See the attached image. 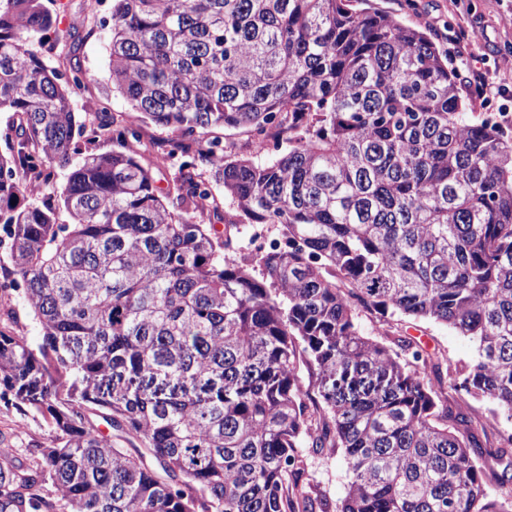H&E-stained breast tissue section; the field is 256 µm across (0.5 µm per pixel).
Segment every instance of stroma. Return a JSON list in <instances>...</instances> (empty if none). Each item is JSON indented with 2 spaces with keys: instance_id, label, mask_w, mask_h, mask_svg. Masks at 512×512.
Instances as JSON below:
<instances>
[{
  "instance_id": "obj_1",
  "label": "stroma",
  "mask_w": 512,
  "mask_h": 512,
  "mask_svg": "<svg viewBox=\"0 0 512 512\" xmlns=\"http://www.w3.org/2000/svg\"><path fill=\"white\" fill-rule=\"evenodd\" d=\"M372 4L390 12L406 25L429 34L447 53L456 70L465 63H473L486 73L490 82L500 86L501 94L476 99L467 87L459 92L468 112L480 116L496 113L502 130L512 137V0H371ZM51 12L55 25L45 39L30 38L29 46L41 54L47 64L60 72L69 68L67 45L69 25L76 16L86 19L82 41L76 55L83 69L93 74L91 82L71 89L75 112L85 125H92L99 109H107L116 123L131 121L133 111L127 101L112 88L109 60L106 51L109 30L107 20L112 15V0H43ZM142 143L134 151L140 163L151 169L161 187L173 186L176 166L156 167L148 143L166 148L177 139L171 129L145 122L141 125ZM0 330L27 337L31 345H38L44 330L31 313L23 293L0 295ZM405 335L414 337L431 350H439L457 362H470L475 354L473 342L447 327L432 321L408 320L403 324ZM474 421L482 442L486 484L497 491L493 477L496 469L494 454L499 446L501 431L512 432V423L500 422L489 426L485 416L488 403L472 401ZM53 440L48 419L27 411L14 402L0 400V449H8V457L0 456V465L24 469L32 465L33 449L49 445ZM308 463L313 473V486L326 497L330 506H339L348 484V468L342 451L309 454Z\"/></svg>"
}]
</instances>
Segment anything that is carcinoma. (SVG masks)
Wrapping results in <instances>:
<instances>
[{"label":"carcinoma","mask_w":512,"mask_h":512,"mask_svg":"<svg viewBox=\"0 0 512 512\" xmlns=\"http://www.w3.org/2000/svg\"><path fill=\"white\" fill-rule=\"evenodd\" d=\"M53 24L43 0H0V224L44 328L36 346L0 331V397L56 433L25 471L0 467V512H56L26 494L46 481L69 512H329L304 443L344 454L338 512H512V436L493 497L470 405L442 402L453 374L512 422V138L470 119L448 55L354 0H113L112 84L137 122L112 131L103 109L88 139L68 97L93 80L85 19L68 78L27 45ZM145 120L200 144L173 204L128 146ZM216 128L288 148L232 158ZM110 133L119 149L89 147ZM199 164L235 207L222 233L176 212L219 208ZM247 224L279 244L239 253ZM404 319L468 337L474 359L428 351Z\"/></svg>","instance_id":"1"}]
</instances>
